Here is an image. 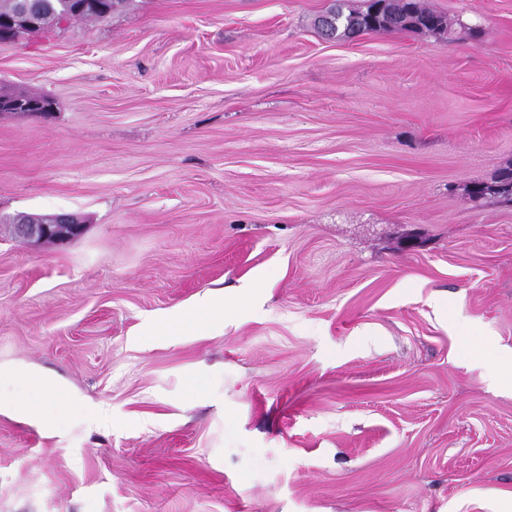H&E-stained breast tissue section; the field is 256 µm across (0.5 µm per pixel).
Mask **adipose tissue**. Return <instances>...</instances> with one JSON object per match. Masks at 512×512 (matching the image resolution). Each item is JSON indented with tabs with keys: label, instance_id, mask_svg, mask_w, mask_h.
Listing matches in <instances>:
<instances>
[{
	"label": "adipose tissue",
	"instance_id": "obj_1",
	"mask_svg": "<svg viewBox=\"0 0 512 512\" xmlns=\"http://www.w3.org/2000/svg\"><path fill=\"white\" fill-rule=\"evenodd\" d=\"M9 407L53 432H64L84 405L65 387L36 371L0 365V408Z\"/></svg>",
	"mask_w": 512,
	"mask_h": 512
}]
</instances>
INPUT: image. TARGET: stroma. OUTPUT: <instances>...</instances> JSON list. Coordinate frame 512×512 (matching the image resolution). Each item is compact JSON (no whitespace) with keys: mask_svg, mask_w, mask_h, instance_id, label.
I'll use <instances>...</instances> for the list:
<instances>
[{"mask_svg":"<svg viewBox=\"0 0 512 512\" xmlns=\"http://www.w3.org/2000/svg\"><path fill=\"white\" fill-rule=\"evenodd\" d=\"M128 0L0 47V512H512V0ZM83 235L32 244L22 214ZM210 301L223 320L183 333ZM333 2L316 23L321 34L331 38H352L380 30L400 32L447 29L445 19L423 7L418 0H369L365 10L351 9L348 13L344 11V0ZM0 99L14 104L12 109H1V112H52L51 103L38 94H15L4 91L1 92ZM512 168L499 172L490 184L477 183L469 190L470 198L482 199L487 195L494 196L512 203ZM11 391L5 393L3 386ZM9 407L55 433L64 432L84 405L65 387L37 371H19L0 364V408Z\"/></svg>","mask_w":512,"mask_h":512,"instance_id":"obj_1","label":"stroma"}]
</instances>
